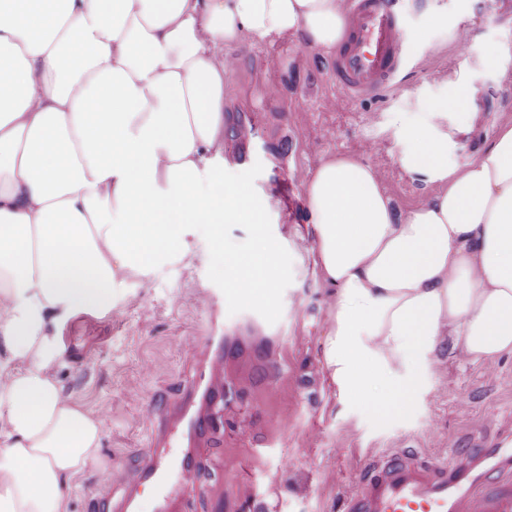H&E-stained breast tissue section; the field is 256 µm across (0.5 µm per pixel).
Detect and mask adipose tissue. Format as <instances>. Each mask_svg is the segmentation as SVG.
I'll use <instances>...</instances> for the list:
<instances>
[{"mask_svg":"<svg viewBox=\"0 0 512 512\" xmlns=\"http://www.w3.org/2000/svg\"><path fill=\"white\" fill-rule=\"evenodd\" d=\"M344 0H0V512H68L103 422L55 379L59 328L112 309L120 286L177 258L190 229L255 224L227 179L224 82L247 37L335 49ZM442 108L402 127L400 162L435 192L400 209L349 153L307 176L313 265L328 292L326 359L345 400L410 411L420 369L512 356V122L448 164ZM280 264L258 238L227 293L273 309Z\"/></svg>","mask_w":512,"mask_h":512,"instance_id":"ef3b65f1","label":"adipose tissue"}]
</instances>
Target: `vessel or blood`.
<instances>
[{
    "mask_svg": "<svg viewBox=\"0 0 512 512\" xmlns=\"http://www.w3.org/2000/svg\"><path fill=\"white\" fill-rule=\"evenodd\" d=\"M345 43L329 70L351 98L382 95L407 65L408 42L397 0H347ZM191 352L197 363L179 400L152 405L151 451L133 471L108 470L94 512H138L137 490H156L154 512H191L213 412L227 403L224 330L215 326ZM124 484L122 495L112 492ZM347 512H512V451L456 449L451 461L398 454L358 483Z\"/></svg>",
    "mask_w": 512,
    "mask_h": 512,
    "instance_id": "obj_1",
    "label": "vessel or blood"
}]
</instances>
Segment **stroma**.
<instances>
[{
    "label": "stroma",
    "mask_w": 512,
    "mask_h": 512,
    "mask_svg": "<svg viewBox=\"0 0 512 512\" xmlns=\"http://www.w3.org/2000/svg\"><path fill=\"white\" fill-rule=\"evenodd\" d=\"M401 4L409 62L380 98L351 99L331 80L327 53L302 41L254 36L234 48L239 64L224 98L235 121L224 131V152L237 161L226 173L249 187L262 225L224 224L219 244L208 232H192L180 259L128 278L111 312L64 322L53 372L103 421L101 448L73 479L68 512H91L104 467L138 464L151 434L147 406L178 397L194 369L188 349L207 335L216 313L241 334L224 349V380L236 397L210 447L221 475H203L195 512H345L360 475L394 453L446 459L456 448L512 441V356L473 362L452 353L441 366L422 364L421 393L402 416L341 401L326 366L330 307L311 258L309 169L325 154H356L406 210L434 187L404 174L403 125L426 117L459 85L484 99L485 111L468 121L452 111L443 118L455 167L487 151L496 127L512 120V57L488 69L455 36L464 27L479 40L512 45V24L496 19L490 0ZM434 8L443 22L430 19ZM260 236L276 244L281 262L270 321L264 309L224 301L227 284L218 273Z\"/></svg>",
    "instance_id": "1"
}]
</instances>
